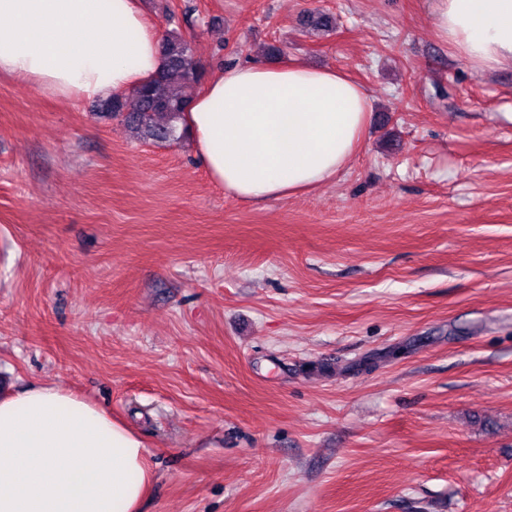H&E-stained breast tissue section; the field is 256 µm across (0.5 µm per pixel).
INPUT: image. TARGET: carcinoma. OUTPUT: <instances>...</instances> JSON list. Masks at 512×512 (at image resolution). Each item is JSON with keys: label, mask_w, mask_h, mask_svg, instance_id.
Listing matches in <instances>:
<instances>
[{"label": "carcinoma", "mask_w": 512, "mask_h": 512, "mask_svg": "<svg viewBox=\"0 0 512 512\" xmlns=\"http://www.w3.org/2000/svg\"><path fill=\"white\" fill-rule=\"evenodd\" d=\"M162 51L166 59L164 69L153 80L131 92L134 104L130 110H125L126 101L122 97H113L106 104L107 113L124 116L127 125L141 137L156 142L184 134L179 123L190 97L180 93L177 86L198 85L205 75L203 67L194 59L190 43L182 37L168 36ZM156 114L165 116L166 123L152 124V116Z\"/></svg>", "instance_id": "carcinoma-1"}]
</instances>
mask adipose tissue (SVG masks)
Returning <instances> with one entry per match:
<instances>
[{"label":"adipose tissue","instance_id":"obj_1","mask_svg":"<svg viewBox=\"0 0 512 512\" xmlns=\"http://www.w3.org/2000/svg\"><path fill=\"white\" fill-rule=\"evenodd\" d=\"M438 34L476 67L512 62V0H433ZM140 0H0V74L63 99L131 92L163 69ZM365 88L298 62L216 70L184 116L213 181L248 203L310 191L363 143ZM142 440L55 385L0 398V512H142Z\"/></svg>","mask_w":512,"mask_h":512}]
</instances>
